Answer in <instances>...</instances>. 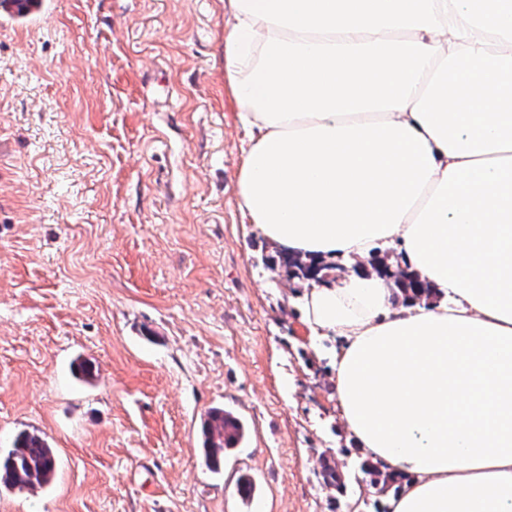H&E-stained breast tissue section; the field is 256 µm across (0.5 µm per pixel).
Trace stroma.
<instances>
[{
  "label": "stroma",
  "instance_id": "obj_1",
  "mask_svg": "<svg viewBox=\"0 0 512 512\" xmlns=\"http://www.w3.org/2000/svg\"><path fill=\"white\" fill-rule=\"evenodd\" d=\"M224 2L53 0L0 26V456L36 432L57 458L0 512H385L336 398L345 340L311 335V281L239 207ZM213 407L247 430L218 472Z\"/></svg>",
  "mask_w": 512,
  "mask_h": 512
}]
</instances>
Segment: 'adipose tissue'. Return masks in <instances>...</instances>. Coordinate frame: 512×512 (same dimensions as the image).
I'll use <instances>...</instances> for the list:
<instances>
[{"label":"adipose tissue","instance_id":"1","mask_svg":"<svg viewBox=\"0 0 512 512\" xmlns=\"http://www.w3.org/2000/svg\"><path fill=\"white\" fill-rule=\"evenodd\" d=\"M239 205L293 254L398 243L438 300L351 273L303 299L389 512H512V0H226Z\"/></svg>","mask_w":512,"mask_h":512}]
</instances>
